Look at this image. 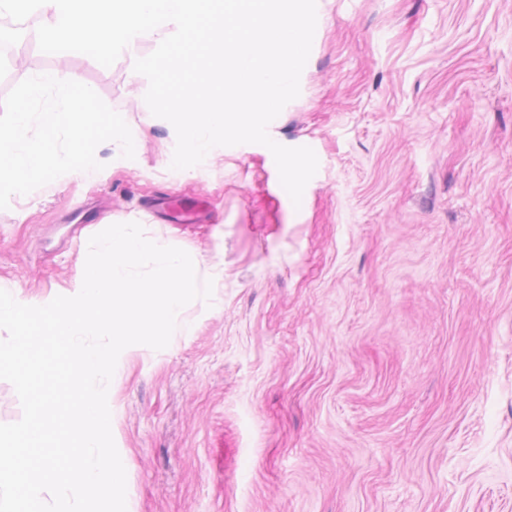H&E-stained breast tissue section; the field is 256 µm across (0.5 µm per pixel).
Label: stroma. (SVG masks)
Instances as JSON below:
<instances>
[{"label":"stroma","instance_id":"obj_1","mask_svg":"<svg viewBox=\"0 0 512 512\" xmlns=\"http://www.w3.org/2000/svg\"><path fill=\"white\" fill-rule=\"evenodd\" d=\"M300 94L269 128L318 170L300 205L259 144L172 179L145 77L46 55L125 112L134 159L0 210V289L71 295L92 235L223 271L111 383L132 512H512V0H322ZM202 217L158 221L185 199ZM102 218L78 245L58 227Z\"/></svg>","mask_w":512,"mask_h":512}]
</instances>
